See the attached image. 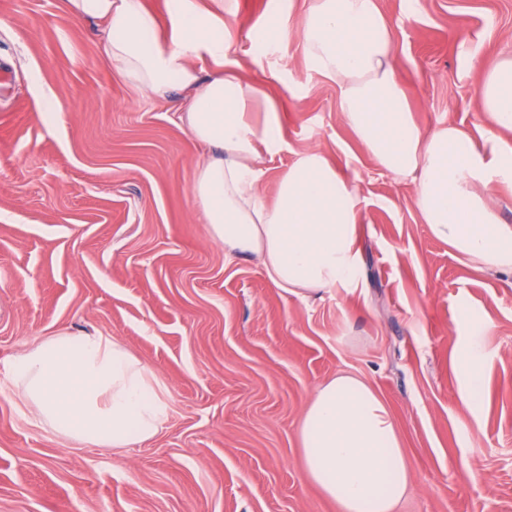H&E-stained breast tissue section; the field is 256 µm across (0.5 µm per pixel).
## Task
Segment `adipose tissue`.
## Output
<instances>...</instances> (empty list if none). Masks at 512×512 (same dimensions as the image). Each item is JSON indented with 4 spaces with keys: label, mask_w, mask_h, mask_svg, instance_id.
Instances as JSON below:
<instances>
[{
    "label": "adipose tissue",
    "mask_w": 512,
    "mask_h": 512,
    "mask_svg": "<svg viewBox=\"0 0 512 512\" xmlns=\"http://www.w3.org/2000/svg\"><path fill=\"white\" fill-rule=\"evenodd\" d=\"M64 11L105 35L103 57L143 95L182 92L179 125L208 153L192 194L211 238L226 252L256 258L277 287L300 298L355 287L362 199L318 149L281 175L275 197L263 182L265 157L279 151L272 121L251 115L259 91L225 72L224 20L201 0H166L169 36L146 0H60ZM272 39H297L308 66L334 81L344 123L375 165L414 187L432 235L473 267L512 274V224L496 191L512 187V147L476 143L448 125L427 132L410 111L394 65V35L378 0H311L298 21L280 18ZM210 67H202V60ZM480 97L501 130H512V55L485 76ZM482 343L468 337L458 358L462 403L484 392ZM15 390L29 411L66 441L126 448L153 437L166 420L156 376L124 344L93 331L64 330L17 355ZM298 436L307 479L339 512H396L411 482L398 429L364 380L342 372L318 385Z\"/></svg>",
    "instance_id": "1"
}]
</instances>
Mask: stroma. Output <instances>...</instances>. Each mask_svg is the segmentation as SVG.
Returning <instances> with one entry per match:
<instances>
[{
    "label": "stroma",
    "mask_w": 512,
    "mask_h": 512,
    "mask_svg": "<svg viewBox=\"0 0 512 512\" xmlns=\"http://www.w3.org/2000/svg\"><path fill=\"white\" fill-rule=\"evenodd\" d=\"M309 5L235 0L224 64L274 100L283 145L265 162L268 195L312 147L358 181V285L303 300L212 241L183 96H141L105 63L103 33L59 0H0V512H339L307 480L297 429L340 371L398 427L412 473L399 512H512V278L431 234L412 185L377 169L297 40L253 41ZM379 6L418 125L483 142L479 88L512 54V0ZM63 330L118 339L153 370L167 403L156 435L66 448L17 399L12 359ZM476 332L484 398L470 409L457 356Z\"/></svg>",
    "instance_id": "1"
}]
</instances>
